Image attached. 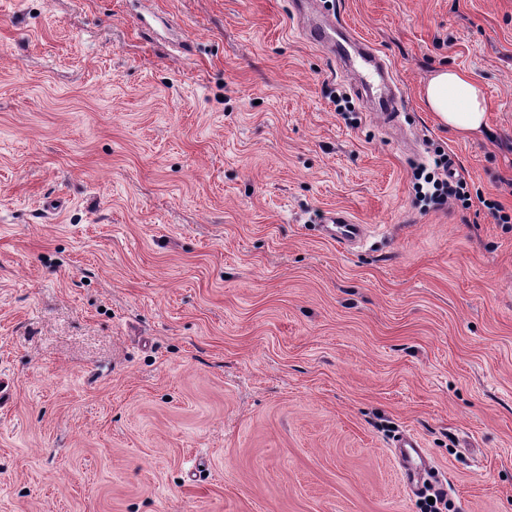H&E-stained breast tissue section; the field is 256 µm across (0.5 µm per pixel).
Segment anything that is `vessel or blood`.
Instances as JSON below:
<instances>
[{
    "label": "vessel or blood",
    "mask_w": 512,
    "mask_h": 512,
    "mask_svg": "<svg viewBox=\"0 0 512 512\" xmlns=\"http://www.w3.org/2000/svg\"><path fill=\"white\" fill-rule=\"evenodd\" d=\"M329 25L309 27L306 35L312 43L320 45L344 63L359 62L368 79L376 83L379 89L376 110L387 122H396L398 118L399 94L386 62L370 47L354 41L336 42ZM323 231L326 236L343 246L360 241L365 233L364 225L355 223L343 211L329 212L324 220ZM394 455L401 468V476L409 490H417L420 473L429 465V461L420 442L413 435H400L393 443Z\"/></svg>",
    "instance_id": "b4317fda"
}]
</instances>
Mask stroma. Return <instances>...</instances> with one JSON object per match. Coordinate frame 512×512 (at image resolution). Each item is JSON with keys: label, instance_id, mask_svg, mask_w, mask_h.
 <instances>
[{"label": "stroma", "instance_id": "1", "mask_svg": "<svg viewBox=\"0 0 512 512\" xmlns=\"http://www.w3.org/2000/svg\"><path fill=\"white\" fill-rule=\"evenodd\" d=\"M316 8L396 125L293 0H0V512H420L403 432L512 512V0ZM438 150L482 202L424 198ZM334 28L326 24L311 26L307 29L306 35L312 43L328 49L345 64L350 65L354 60H358L366 77L377 83L379 89L374 112H378L377 114L385 118L388 123H396L399 116L397 113L399 94L386 62L373 49L352 41L348 36L345 44L336 42L331 34ZM350 49L354 55L351 54ZM423 100L440 124L462 136L480 133L487 125L484 88L460 69H437L423 89ZM321 227L326 236L345 247L360 241L366 233L365 225L355 224L344 211L329 212L325 216L324 224ZM392 448L400 465L404 484L410 491H416L420 473L429 466L421 443L411 434H402L394 440Z\"/></svg>", "mask_w": 512, "mask_h": 512}]
</instances>
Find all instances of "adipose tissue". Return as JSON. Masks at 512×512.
<instances>
[{
  "instance_id": "1",
  "label": "adipose tissue",
  "mask_w": 512,
  "mask_h": 512,
  "mask_svg": "<svg viewBox=\"0 0 512 512\" xmlns=\"http://www.w3.org/2000/svg\"><path fill=\"white\" fill-rule=\"evenodd\" d=\"M423 100L436 120L457 134L471 136L487 125L484 88L462 70L437 69L423 89Z\"/></svg>"
}]
</instances>
